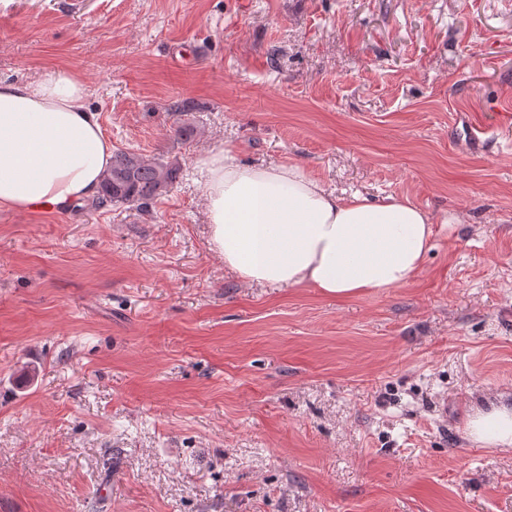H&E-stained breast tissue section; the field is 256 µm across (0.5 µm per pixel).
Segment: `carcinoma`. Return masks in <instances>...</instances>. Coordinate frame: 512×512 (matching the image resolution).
Instances as JSON below:
<instances>
[{
    "mask_svg": "<svg viewBox=\"0 0 512 512\" xmlns=\"http://www.w3.org/2000/svg\"><path fill=\"white\" fill-rule=\"evenodd\" d=\"M181 173L177 158L146 159L131 151H112V165L103 174L96 208L128 205L144 213L166 195Z\"/></svg>",
    "mask_w": 512,
    "mask_h": 512,
    "instance_id": "obj_1",
    "label": "carcinoma"
}]
</instances>
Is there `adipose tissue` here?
Segmentation results:
<instances>
[{"label": "adipose tissue", "mask_w": 512, "mask_h": 512, "mask_svg": "<svg viewBox=\"0 0 512 512\" xmlns=\"http://www.w3.org/2000/svg\"><path fill=\"white\" fill-rule=\"evenodd\" d=\"M85 99L63 69L0 81V207L66 208L98 193L112 145ZM197 164L211 248L246 284L351 299L409 285L433 247L432 216L409 202L339 194L296 165H244L230 147ZM467 430L512 450V408L480 413Z\"/></svg>", "instance_id": "1"}]
</instances>
